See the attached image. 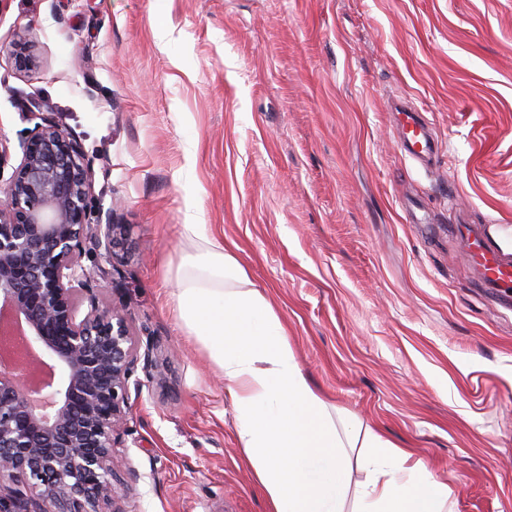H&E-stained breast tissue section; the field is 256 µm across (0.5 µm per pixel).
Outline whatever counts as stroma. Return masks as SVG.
<instances>
[{"instance_id":"obj_1","label":"stroma","mask_w":512,"mask_h":512,"mask_svg":"<svg viewBox=\"0 0 512 512\" xmlns=\"http://www.w3.org/2000/svg\"><path fill=\"white\" fill-rule=\"evenodd\" d=\"M394 95L438 137L434 169L402 156ZM34 101L130 228L125 262L90 244L83 264L163 364L132 377L122 512L266 510L224 376L167 302L190 214L328 403L421 458L453 512H512V299L465 238L512 226V0H0V176Z\"/></svg>"}]
</instances>
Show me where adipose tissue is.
Listing matches in <instances>:
<instances>
[{"label":"adipose tissue","mask_w":512,"mask_h":512,"mask_svg":"<svg viewBox=\"0 0 512 512\" xmlns=\"http://www.w3.org/2000/svg\"><path fill=\"white\" fill-rule=\"evenodd\" d=\"M172 294L187 332L224 375L242 452L267 512H446L425 462L330 406L298 364L282 320L207 225L188 218ZM365 479L352 483L353 471Z\"/></svg>","instance_id":"1"}]
</instances>
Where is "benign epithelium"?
Here are the masks:
<instances>
[{
  "label": "benign epithelium",
  "mask_w": 512,
  "mask_h": 512,
  "mask_svg": "<svg viewBox=\"0 0 512 512\" xmlns=\"http://www.w3.org/2000/svg\"><path fill=\"white\" fill-rule=\"evenodd\" d=\"M13 46L18 64L31 65L28 29ZM32 116L39 122L0 199V314L23 329L43 382L0 358V512H122L112 449L123 446L138 362L147 372L158 364L101 302L82 258L92 240L122 260L128 227L111 211L90 221L93 169L52 118Z\"/></svg>",
  "instance_id": "7a95c632"
}]
</instances>
